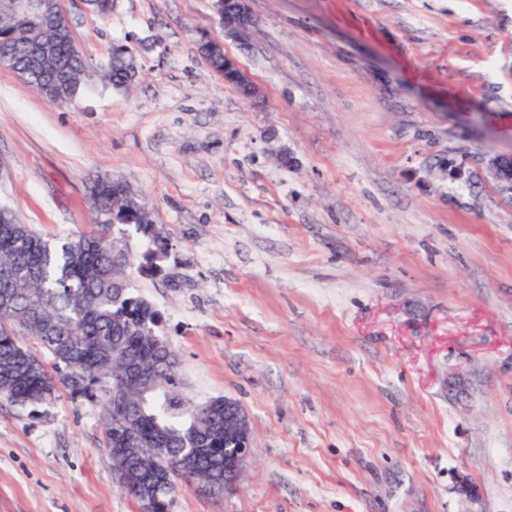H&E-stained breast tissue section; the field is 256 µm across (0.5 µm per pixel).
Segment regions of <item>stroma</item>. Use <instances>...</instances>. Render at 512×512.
Wrapping results in <instances>:
<instances>
[{"label": "stroma", "mask_w": 512, "mask_h": 512, "mask_svg": "<svg viewBox=\"0 0 512 512\" xmlns=\"http://www.w3.org/2000/svg\"><path fill=\"white\" fill-rule=\"evenodd\" d=\"M64 3L89 77L58 105L0 68V206L59 245L112 176L165 238L130 284L181 394L252 432L238 488L172 512H512V199L484 163L512 152V0H251V48L223 40L257 104L198 51L211 0ZM58 394L0 403V512H140L99 406ZM119 57L125 64L118 60H110L108 70L106 73V78L115 88H122L128 82L127 73L130 79L135 78L137 68L135 64V56L132 51L126 46H117L112 50V55ZM127 73H126V71Z\"/></svg>", "instance_id": "35a3bbf8"}]
</instances>
